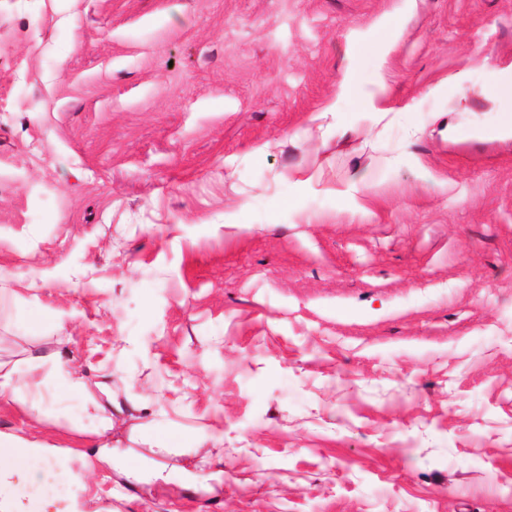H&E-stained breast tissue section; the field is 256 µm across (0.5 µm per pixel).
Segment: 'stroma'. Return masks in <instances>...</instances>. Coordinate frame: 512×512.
Returning <instances> with one entry per match:
<instances>
[{"instance_id": "35a3bbf8", "label": "stroma", "mask_w": 512, "mask_h": 512, "mask_svg": "<svg viewBox=\"0 0 512 512\" xmlns=\"http://www.w3.org/2000/svg\"><path fill=\"white\" fill-rule=\"evenodd\" d=\"M502 81L512 0H0V433L103 382L94 512H512ZM34 367L47 368V376L61 389L83 391L86 388L84 380L57 358L47 359L38 357L35 359Z\"/></svg>"}]
</instances>
